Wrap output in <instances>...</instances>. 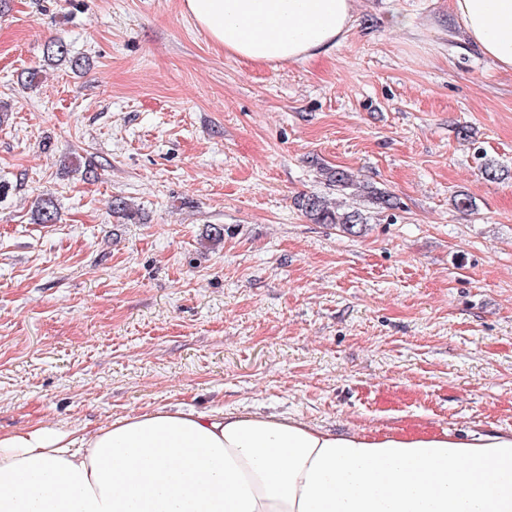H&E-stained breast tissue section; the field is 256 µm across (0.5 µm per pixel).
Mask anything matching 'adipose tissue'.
Returning a JSON list of instances; mask_svg holds the SVG:
<instances>
[{
    "mask_svg": "<svg viewBox=\"0 0 512 512\" xmlns=\"http://www.w3.org/2000/svg\"><path fill=\"white\" fill-rule=\"evenodd\" d=\"M256 64L342 44L355 0H185ZM463 40L512 70V0H452ZM0 512H512V430L333 433L298 416L150 409L74 434H0Z\"/></svg>",
    "mask_w": 512,
    "mask_h": 512,
    "instance_id": "ef3b65f1",
    "label": "adipose tissue"
}]
</instances>
